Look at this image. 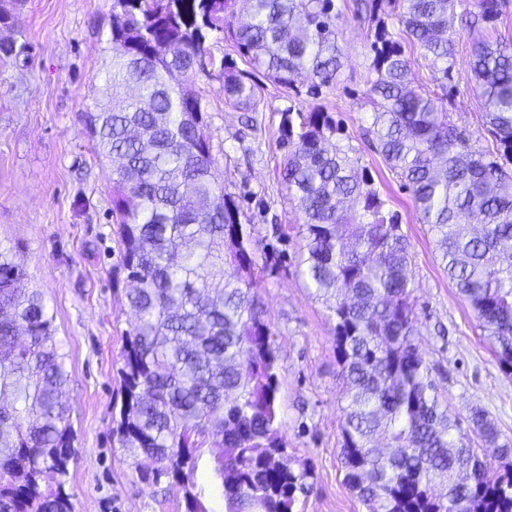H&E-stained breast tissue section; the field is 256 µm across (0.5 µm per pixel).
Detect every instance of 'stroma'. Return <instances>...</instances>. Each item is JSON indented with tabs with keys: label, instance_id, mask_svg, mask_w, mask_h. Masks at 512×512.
Segmentation results:
<instances>
[{
	"label": "stroma",
	"instance_id": "1",
	"mask_svg": "<svg viewBox=\"0 0 512 512\" xmlns=\"http://www.w3.org/2000/svg\"><path fill=\"white\" fill-rule=\"evenodd\" d=\"M335 3L344 65L319 97L309 95L310 80L302 75L290 89L264 81V105L253 115L226 105L220 62L229 46L219 32L209 39L214 64L183 77L208 107L213 177L240 203L243 223L254 227L255 273L277 350L288 462L312 471L313 488L295 512L367 509L346 486L338 455L343 388L334 352L336 322L299 271L292 235L297 215L278 179L279 127L289 108L329 112L359 149L362 165L410 239L419 343L433 378L453 411L465 416L483 408L503 439L512 440V376L500 370L473 312L441 268L410 192L367 146L375 27L357 20L352 0ZM113 5L114 0H27L16 27L0 29V39L16 42L14 54L0 57V249L16 253L27 273L25 287L39 291L54 315L75 430L65 485L74 512H185L182 492L142 482L112 434L123 400L117 369L135 319L119 266L112 170L96 158L86 124L94 110L91 83L109 61ZM455 27L456 89L447 108L457 125L484 143L488 137L469 63L479 41L512 29V4L496 26H473L460 16ZM219 453L209 442L197 458V482L209 512H224L214 473Z\"/></svg>",
	"mask_w": 512,
	"mask_h": 512
}]
</instances>
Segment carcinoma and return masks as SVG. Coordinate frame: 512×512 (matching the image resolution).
<instances>
[{
	"label": "carcinoma",
	"mask_w": 512,
	"mask_h": 512,
	"mask_svg": "<svg viewBox=\"0 0 512 512\" xmlns=\"http://www.w3.org/2000/svg\"><path fill=\"white\" fill-rule=\"evenodd\" d=\"M408 40L438 65L441 93L411 86L410 63L387 28L375 32L368 92L376 150L403 181L440 265L469 304L501 369L512 375V39L472 54L482 126L476 147L446 107L457 8L494 23L509 0H389ZM24 0H0L13 25ZM111 62L91 83L97 155L113 163L112 213L136 323L118 370L124 399L113 434L150 459L143 481L183 492L206 512L196 456L222 437L215 474L226 512H294L307 470L284 463L277 352L254 276L253 227L211 180L207 105L183 93L181 73L213 61L224 33L248 69L224 56L226 103L258 112L264 71L284 87L302 72L310 93L336 81L342 49L335 0H115ZM329 113H283L279 148L288 201L298 209L301 274L336 319L345 389L340 457L368 512H512V444L486 411L448 410L415 343L411 251L353 148ZM234 274L226 275V267ZM25 268L0 250V512H74L64 477L73 431L67 374L53 315L20 287ZM493 453L500 469L483 458ZM58 475L47 489L44 478Z\"/></svg>",
	"instance_id": "carcinoma-1"
}]
</instances>
